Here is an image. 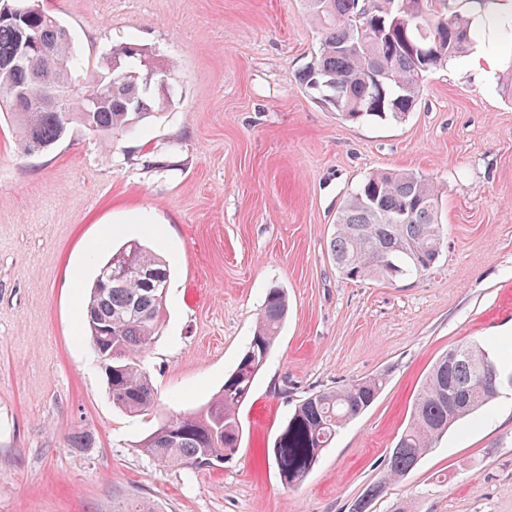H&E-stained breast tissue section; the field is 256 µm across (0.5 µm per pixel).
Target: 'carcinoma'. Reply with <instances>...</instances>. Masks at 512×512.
Instances as JSON below:
<instances>
[{
    "instance_id": "obj_1",
    "label": "carcinoma",
    "mask_w": 512,
    "mask_h": 512,
    "mask_svg": "<svg viewBox=\"0 0 512 512\" xmlns=\"http://www.w3.org/2000/svg\"><path fill=\"white\" fill-rule=\"evenodd\" d=\"M494 0H303L321 34L314 60L299 83L319 95L341 119L403 120L411 112L424 77L448 65L472 45L473 15ZM409 23L408 37L430 42L428 62L404 48L398 30L392 43L378 39L379 19ZM383 75L375 86L369 75ZM156 66L135 43L112 50L103 69L89 68L71 48L68 30L54 16L34 9L21 18L0 19V111L10 113L18 146L26 154L45 151L77 121L98 134H118L153 113ZM437 189L408 171H374L343 202L329 244L336 270L348 280L418 276L432 270L444 245ZM412 208L407 223L394 215ZM125 266L106 284L95 278L83 313L86 337L104 370L112 406L130 414L158 405L157 389L141 358L162 327L170 277L168 264L138 241L110 256ZM288 315L284 289L268 290L254 334L224 387L202 408L168 416L140 447L157 464L197 470L236 452L242 440L238 412L271 355ZM386 375L352 379L336 389L310 393L295 406L272 448L281 480L297 484L338 431L366 411ZM512 385L479 343L457 345L429 371L411 421L389 453L384 479L415 468L448 429L490 403Z\"/></svg>"
}]
</instances>
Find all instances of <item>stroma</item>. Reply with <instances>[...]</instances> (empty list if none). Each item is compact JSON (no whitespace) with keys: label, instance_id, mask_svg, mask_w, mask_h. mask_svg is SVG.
Returning <instances> with one entry per match:
<instances>
[{"label":"stroma","instance_id":"stroma-1","mask_svg":"<svg viewBox=\"0 0 512 512\" xmlns=\"http://www.w3.org/2000/svg\"><path fill=\"white\" fill-rule=\"evenodd\" d=\"M101 65L134 42L170 96L127 133L72 124L22 154L0 114V512H351L382 474L435 361L480 342L512 372V20L425 77L401 121H342L298 82L319 35L302 0H40ZM492 54L493 72L474 55ZM399 169L439 189L445 245L430 273L344 279L328 245L345 198ZM171 275L144 357L149 415L112 406L81 334L108 227ZM287 290L275 349L215 467L162 469L141 441L203 406L236 366L266 290ZM383 373L298 486L268 454L307 392ZM366 512H512V386L459 421Z\"/></svg>","mask_w":512,"mask_h":512}]
</instances>
